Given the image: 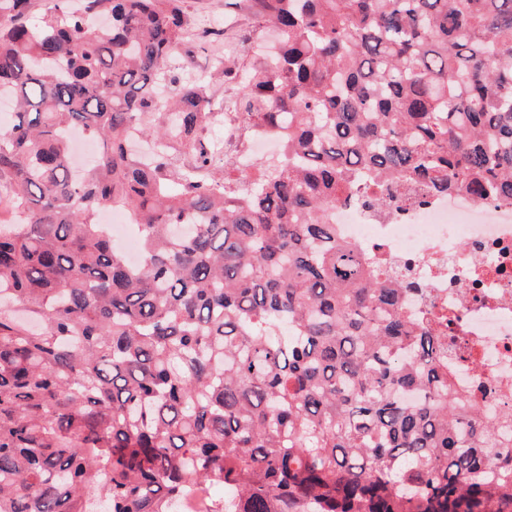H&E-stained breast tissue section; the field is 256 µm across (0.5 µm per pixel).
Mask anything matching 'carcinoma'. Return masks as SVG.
<instances>
[{"instance_id":"cac0c4a2","label":"carcinoma","mask_w":512,"mask_h":512,"mask_svg":"<svg viewBox=\"0 0 512 512\" xmlns=\"http://www.w3.org/2000/svg\"><path fill=\"white\" fill-rule=\"evenodd\" d=\"M28 3L0 0V512H191L213 484L236 494L199 512H512V411L331 223L360 186L512 203V0H224L277 30L214 62L288 148L246 187L179 79L185 0ZM73 129L100 143L80 178Z\"/></svg>"}]
</instances>
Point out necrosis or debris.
Returning <instances> with one entry per match:
<instances>
[{
    "instance_id": "1",
    "label": "necrosis or debris",
    "mask_w": 512,
    "mask_h": 512,
    "mask_svg": "<svg viewBox=\"0 0 512 512\" xmlns=\"http://www.w3.org/2000/svg\"><path fill=\"white\" fill-rule=\"evenodd\" d=\"M214 120L224 127L220 148L233 149L240 168L285 153L270 131L244 126L235 113ZM332 218L343 240L371 248L419 283L424 294L411 302L413 313L450 319L459 386L479 388L493 410L512 407V203L415 186L386 209L337 203Z\"/></svg>"
}]
</instances>
